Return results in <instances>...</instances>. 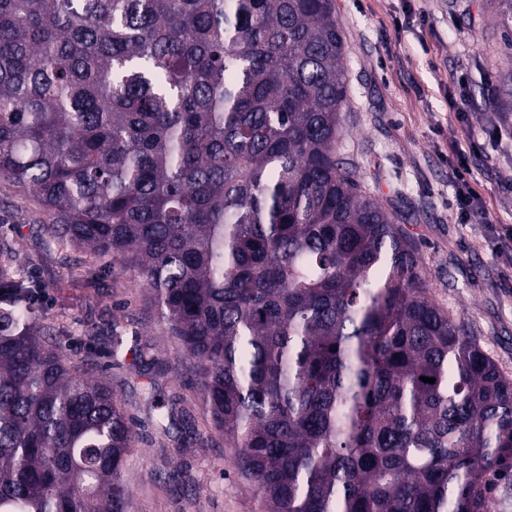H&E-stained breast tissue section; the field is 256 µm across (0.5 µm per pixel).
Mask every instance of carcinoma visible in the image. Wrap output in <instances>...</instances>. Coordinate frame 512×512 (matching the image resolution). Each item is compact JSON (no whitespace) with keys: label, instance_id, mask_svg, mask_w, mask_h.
I'll return each instance as SVG.
<instances>
[{"label":"carcinoma","instance_id":"obj_1","mask_svg":"<svg viewBox=\"0 0 512 512\" xmlns=\"http://www.w3.org/2000/svg\"><path fill=\"white\" fill-rule=\"evenodd\" d=\"M346 53L333 0H0V181L146 284L260 512H497L512 379L337 154ZM15 254L0 242V512H129L134 421L37 328ZM106 349L168 366L132 320ZM138 400L176 447L200 435L182 398Z\"/></svg>","mask_w":512,"mask_h":512}]
</instances>
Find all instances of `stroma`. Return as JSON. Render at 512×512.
I'll return each instance as SVG.
<instances>
[{
    "instance_id": "stroma-1",
    "label": "stroma",
    "mask_w": 512,
    "mask_h": 512,
    "mask_svg": "<svg viewBox=\"0 0 512 512\" xmlns=\"http://www.w3.org/2000/svg\"><path fill=\"white\" fill-rule=\"evenodd\" d=\"M348 54V84L337 151L362 190L393 213L420 248V264L436 303L469 325L501 373L512 379V239L491 242L493 226H512V112L495 111L503 74L504 34L496 0H335ZM466 100L465 114L452 104ZM481 152H470L471 141ZM482 199L486 222L465 220L453 170L459 159ZM32 197L0 185V239L21 242L17 262L45 288L42 325L51 327L67 361L93 359L137 422L122 477L131 490L130 512H257L258 500L229 463L221 437L176 448L160 435L133 387L157 381L179 394L195 420L200 396L185 367L164 376L113 364L89 330L106 335L113 320L139 322L159 358L173 360L176 344L159 325L141 281L113 257L58 252L48 236L33 237ZM187 469L189 487L170 492L158 474Z\"/></svg>"
}]
</instances>
